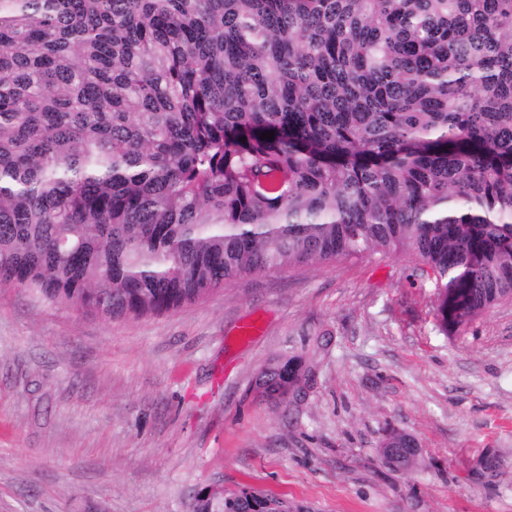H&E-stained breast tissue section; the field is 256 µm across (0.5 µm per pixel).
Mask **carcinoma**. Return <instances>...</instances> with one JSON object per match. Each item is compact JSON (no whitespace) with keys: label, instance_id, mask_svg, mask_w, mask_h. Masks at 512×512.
I'll return each mask as SVG.
<instances>
[{"label":"carcinoma","instance_id":"obj_1","mask_svg":"<svg viewBox=\"0 0 512 512\" xmlns=\"http://www.w3.org/2000/svg\"><path fill=\"white\" fill-rule=\"evenodd\" d=\"M366 253L450 334L512 299V0H0L1 291L110 321Z\"/></svg>","mask_w":512,"mask_h":512}]
</instances>
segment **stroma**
Wrapping results in <instances>:
<instances>
[{"label": "stroma", "instance_id": "stroma-1", "mask_svg": "<svg viewBox=\"0 0 512 512\" xmlns=\"http://www.w3.org/2000/svg\"><path fill=\"white\" fill-rule=\"evenodd\" d=\"M431 270L368 254L104 321L0 291V512H191L248 486L312 512H512V300L450 335ZM263 331L238 342L240 322ZM312 364L287 404L252 392ZM420 444L391 467V431ZM311 373L312 366L303 358L277 357L260 371L255 387L261 397L283 403L300 388L301 382L309 380Z\"/></svg>", "mask_w": 512, "mask_h": 512}]
</instances>
